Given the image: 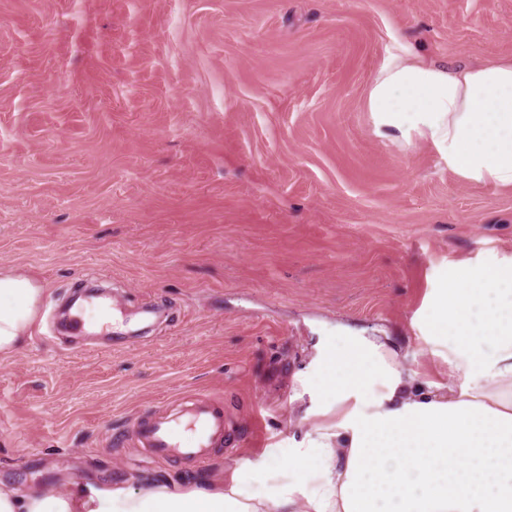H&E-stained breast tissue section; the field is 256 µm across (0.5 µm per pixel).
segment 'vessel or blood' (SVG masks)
<instances>
[{"label": "vessel or blood", "instance_id": "b4317fda", "mask_svg": "<svg viewBox=\"0 0 512 512\" xmlns=\"http://www.w3.org/2000/svg\"><path fill=\"white\" fill-rule=\"evenodd\" d=\"M228 431L223 405L210 395L197 393L177 404H163L149 417L137 418L129 438L156 460L179 459L203 466L224 446Z\"/></svg>", "mask_w": 512, "mask_h": 512}]
</instances>
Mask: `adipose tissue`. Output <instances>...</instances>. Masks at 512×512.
I'll list each match as a JSON object with an SVG mask.
<instances>
[{"label": "adipose tissue", "instance_id": "1", "mask_svg": "<svg viewBox=\"0 0 512 512\" xmlns=\"http://www.w3.org/2000/svg\"><path fill=\"white\" fill-rule=\"evenodd\" d=\"M366 107L379 139L426 142L466 180L512 186V60L459 69L404 44ZM43 292L0 269V357L29 337ZM419 322L447 381L420 380L386 336L345 328L319 345L303 383L314 421L288 451L296 483L257 491L249 463L228 486L87 480L49 495L0 482V512H512V260L457 267Z\"/></svg>", "mask_w": 512, "mask_h": 512}]
</instances>
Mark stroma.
I'll list each match as a JSON object with an SVG mask.
<instances>
[{
	"mask_svg": "<svg viewBox=\"0 0 512 512\" xmlns=\"http://www.w3.org/2000/svg\"><path fill=\"white\" fill-rule=\"evenodd\" d=\"M404 42L512 60V0H0V267L45 288L0 357V481L139 490L248 461L295 482L299 376L341 325L447 380L418 313L447 269L512 257V186L375 137L368 84ZM86 284L162 318L63 335ZM197 392L235 437L207 466L132 444L134 418Z\"/></svg>",
	"mask_w": 512,
	"mask_h": 512,
	"instance_id": "1",
	"label": "stroma"
}]
</instances>
